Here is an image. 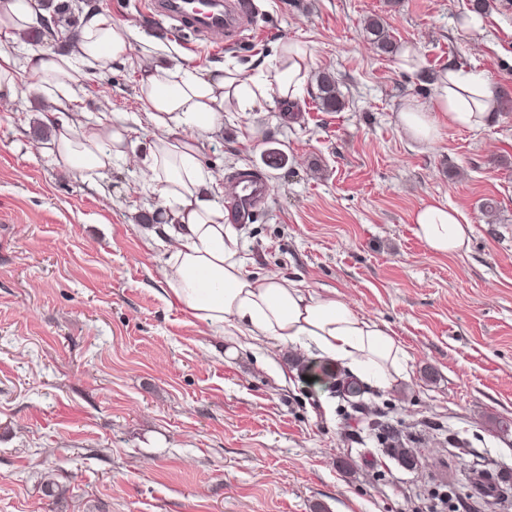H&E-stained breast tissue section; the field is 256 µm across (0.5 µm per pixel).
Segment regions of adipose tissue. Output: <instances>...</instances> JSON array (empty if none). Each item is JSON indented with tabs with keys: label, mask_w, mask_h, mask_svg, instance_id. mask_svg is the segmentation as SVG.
Masks as SVG:
<instances>
[{
	"label": "adipose tissue",
	"mask_w": 512,
	"mask_h": 512,
	"mask_svg": "<svg viewBox=\"0 0 512 512\" xmlns=\"http://www.w3.org/2000/svg\"><path fill=\"white\" fill-rule=\"evenodd\" d=\"M38 23L35 0H0V35L10 38ZM131 51L128 27L102 13L89 18L69 51L32 50L20 58L0 48V106L34 91L77 100L86 67L129 59ZM306 56L298 45L284 44L279 56L263 59L247 78L229 70L205 73L187 60L174 66L152 61L143 68L140 101L159 135L141 164L165 208L164 223L151 235L167 241L162 276L172 302L216 335L231 327L256 341L311 346L361 382L385 386L406 374L400 341L337 292L322 295L276 274L254 277L237 225L214 198L220 176L206 169L199 152V140L223 123L225 101H236L244 112L273 93L283 100L300 97ZM29 75L34 84L26 83ZM438 85L431 105L413 102L399 113L407 137L432 143L442 123L474 127L490 121L496 101L491 85L452 66ZM55 121L50 150L56 163L82 178L103 176L113 160L133 150L130 128L84 125L74 113H56ZM413 233L433 252L448 255L468 249L472 227L456 209L434 200L416 212Z\"/></svg>",
	"instance_id": "obj_1"
}]
</instances>
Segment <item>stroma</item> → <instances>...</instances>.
<instances>
[{"label":"stroma","instance_id":"1","mask_svg":"<svg viewBox=\"0 0 512 512\" xmlns=\"http://www.w3.org/2000/svg\"><path fill=\"white\" fill-rule=\"evenodd\" d=\"M67 2L77 25L93 9L131 29V60L89 70L78 110L134 129L141 156L157 134L142 55L247 74L278 43L307 46L303 94L225 105L201 158L224 175L223 207L238 173L270 188L240 226L249 270L343 293L392 330L408 368L346 397V369L315 352L213 337L168 299L166 244L139 220L163 208L141 165L113 161L93 182L64 172L29 94L0 111V512H433L438 491L458 512H502L471 469L481 458L512 477V0H492L477 29L459 21L469 0H255L244 38L224 44L150 19L143 0ZM373 15L420 53V72L378 51ZM451 64L496 86L492 120L412 141L398 112L430 102ZM322 70L341 111L318 107ZM434 199L471 224L465 253L414 235ZM376 421L412 437L411 461L382 448ZM50 479L62 495L46 496Z\"/></svg>","mask_w":512,"mask_h":512}]
</instances>
